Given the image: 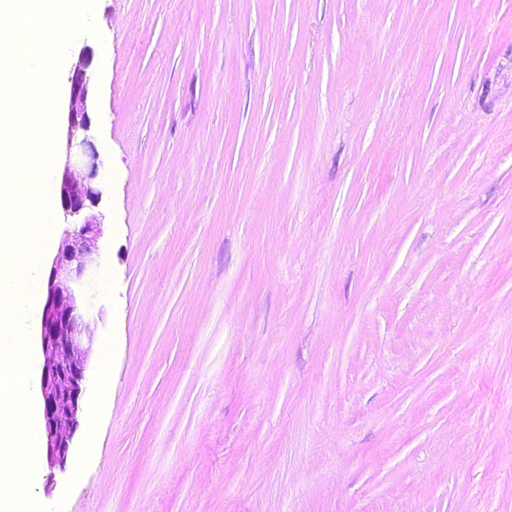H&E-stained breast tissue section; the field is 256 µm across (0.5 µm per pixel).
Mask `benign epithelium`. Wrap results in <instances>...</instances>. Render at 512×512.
<instances>
[{
  "mask_svg": "<svg viewBox=\"0 0 512 512\" xmlns=\"http://www.w3.org/2000/svg\"><path fill=\"white\" fill-rule=\"evenodd\" d=\"M87 67L85 61L69 77L63 174L57 186L63 221L73 229L65 231L62 248L51 261L40 317L42 439L52 469L65 468L72 433L79 424L91 342L79 331L87 327L81 289L97 267L91 244L101 234L99 217L87 213L88 206L101 200L100 190L90 184L97 176L98 153L85 135L90 128ZM77 167L87 170L86 180L73 179Z\"/></svg>",
  "mask_w": 512,
  "mask_h": 512,
  "instance_id": "1",
  "label": "benign epithelium"
}]
</instances>
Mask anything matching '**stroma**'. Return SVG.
Returning a JSON list of instances; mask_svg holds the SVG:
<instances>
[{
	"instance_id": "35a3bbf8",
	"label": "stroma",
	"mask_w": 512,
	"mask_h": 512,
	"mask_svg": "<svg viewBox=\"0 0 512 512\" xmlns=\"http://www.w3.org/2000/svg\"><path fill=\"white\" fill-rule=\"evenodd\" d=\"M92 15L55 137L88 55L114 352L43 505L512 512V0Z\"/></svg>"
}]
</instances>
